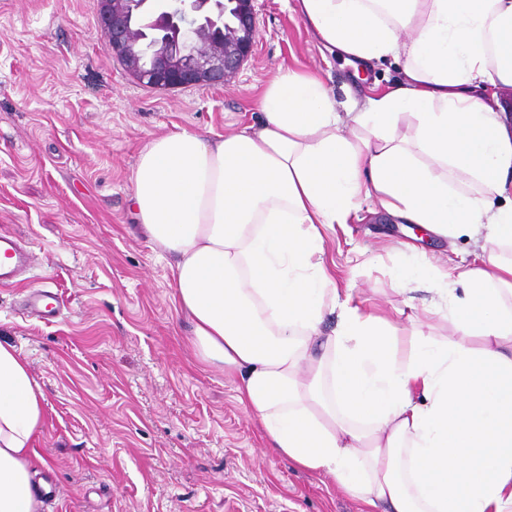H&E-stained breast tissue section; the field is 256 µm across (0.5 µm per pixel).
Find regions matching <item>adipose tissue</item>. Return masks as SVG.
<instances>
[{
	"instance_id": "ef3b65f1",
	"label": "adipose tissue",
	"mask_w": 512,
	"mask_h": 512,
	"mask_svg": "<svg viewBox=\"0 0 512 512\" xmlns=\"http://www.w3.org/2000/svg\"><path fill=\"white\" fill-rule=\"evenodd\" d=\"M329 51L403 61V78L340 113L324 79L282 69L260 118L140 152L132 207L160 255L202 362L239 374L268 448L327 476L361 512H512V126L475 87L512 86V0H296ZM356 135L342 134V124ZM478 182L453 189L455 173ZM443 238L482 235L463 292L421 259L394 274L434 293L453 340L337 308L324 230L361 199ZM338 322L322 331L330 314ZM477 337L479 346L467 345ZM46 425L28 361L0 344V512H38Z\"/></svg>"
}]
</instances>
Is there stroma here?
<instances>
[{
  "label": "stroma",
  "instance_id": "35a3bbf8",
  "mask_svg": "<svg viewBox=\"0 0 512 512\" xmlns=\"http://www.w3.org/2000/svg\"><path fill=\"white\" fill-rule=\"evenodd\" d=\"M253 52L223 85L155 90L108 49L96 0H0V232L35 255L0 287V343L29 362L46 397L34 479L41 512H359L324 476L270 452L216 364L199 361L173 301L168 261L131 207L140 151L185 128L204 137L252 124L278 68L327 76L339 111L401 79L385 59L356 71L319 46L289 0H253ZM426 256L451 273L479 266L470 237H419L363 201L325 233V262L351 302L398 329L444 339L430 295L393 275ZM56 318L23 310L35 289Z\"/></svg>",
  "mask_w": 512,
  "mask_h": 512
}]
</instances>
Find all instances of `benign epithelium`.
Wrapping results in <instances>:
<instances>
[{
  "label": "benign epithelium",
  "instance_id": "benign-epithelium-1",
  "mask_svg": "<svg viewBox=\"0 0 512 512\" xmlns=\"http://www.w3.org/2000/svg\"><path fill=\"white\" fill-rule=\"evenodd\" d=\"M111 52L160 90L224 83L252 54V0H97Z\"/></svg>",
  "mask_w": 512,
  "mask_h": 512
}]
</instances>
